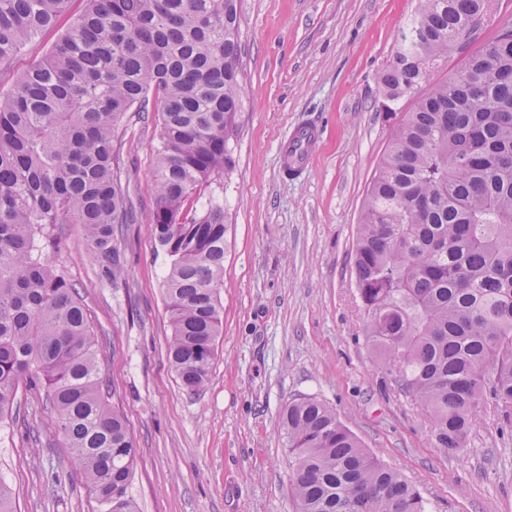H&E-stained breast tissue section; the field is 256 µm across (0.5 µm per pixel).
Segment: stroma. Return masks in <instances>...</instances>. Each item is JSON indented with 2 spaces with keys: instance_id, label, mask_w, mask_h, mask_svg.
<instances>
[{
  "instance_id": "obj_1",
  "label": "stroma",
  "mask_w": 512,
  "mask_h": 512,
  "mask_svg": "<svg viewBox=\"0 0 512 512\" xmlns=\"http://www.w3.org/2000/svg\"><path fill=\"white\" fill-rule=\"evenodd\" d=\"M421 0H242L243 108L224 179L223 334L202 395H188L167 357L168 256L150 224L159 117L128 113L119 177L134 220L117 225L122 271L99 275L73 229L50 252L78 289L97 341L110 403L137 446L129 487L138 512H298L278 428L291 401L313 397L431 512H512V427L481 408L468 448H436L425 411L400 394L364 337L354 250L367 188L392 126L378 77ZM87 8L70 0L55 28L14 56L28 68ZM319 144L301 176L284 171L294 129ZM40 398L20 393L0 437V479L17 512H98Z\"/></svg>"
}]
</instances>
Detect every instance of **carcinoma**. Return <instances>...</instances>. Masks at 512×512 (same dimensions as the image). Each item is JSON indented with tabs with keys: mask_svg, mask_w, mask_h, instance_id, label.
Instances as JSON below:
<instances>
[{
	"mask_svg": "<svg viewBox=\"0 0 512 512\" xmlns=\"http://www.w3.org/2000/svg\"><path fill=\"white\" fill-rule=\"evenodd\" d=\"M69 2L0 0V81L11 83L0 94V421L20 387L46 389L100 512H137L136 441L109 404L78 291L45 250L57 225L76 224L115 278V225L131 218L116 131L129 112L159 113L150 228L170 257L168 360L183 390L205 388L223 332L226 214L212 193L233 168L241 0H87L46 58L11 74ZM488 10L489 0H422L379 76L394 132L354 260L366 341L450 454L468 446L487 400L512 421V26L468 51ZM457 49L460 68L421 91L427 65ZM279 428L299 512H428L324 402L289 403Z\"/></svg>",
	"mask_w": 512,
	"mask_h": 512,
	"instance_id": "1",
	"label": "carcinoma"
}]
</instances>
